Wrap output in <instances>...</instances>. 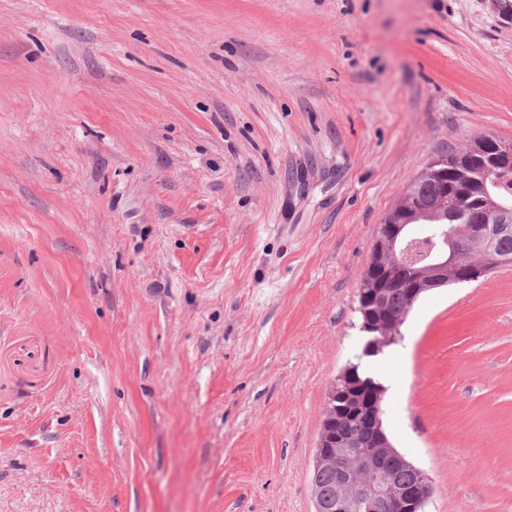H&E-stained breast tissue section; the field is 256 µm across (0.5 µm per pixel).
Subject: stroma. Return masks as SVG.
<instances>
[{"mask_svg":"<svg viewBox=\"0 0 512 512\" xmlns=\"http://www.w3.org/2000/svg\"><path fill=\"white\" fill-rule=\"evenodd\" d=\"M486 134L492 0H0V512H315L378 228ZM401 333L426 512H512V267Z\"/></svg>","mask_w":512,"mask_h":512,"instance_id":"stroma-1","label":"stroma"}]
</instances>
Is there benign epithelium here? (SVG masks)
Listing matches in <instances>:
<instances>
[{"instance_id":"7a95c632","label":"benign epithelium","mask_w":512,"mask_h":512,"mask_svg":"<svg viewBox=\"0 0 512 512\" xmlns=\"http://www.w3.org/2000/svg\"><path fill=\"white\" fill-rule=\"evenodd\" d=\"M466 155L465 163L491 155L497 159H512V144L502 143L490 136L480 138ZM493 165L481 169L480 176L468 180V190L487 203L486 218L481 224H467L461 230L438 225L440 237L433 241L434 257L430 264L416 267L407 261L409 223L427 220L436 207L445 211L448 200L428 203L409 187L390 220L381 224L376 242V255L365 270L363 288L359 289V311L372 312L376 319L370 331L377 336L369 340L367 350L379 352L397 340L406 313H392L386 299L390 289L400 288L413 306L420 295L448 282L470 281L469 267L480 266L490 273L507 267L512 259L499 254L495 240L512 232V207L492 198V187L499 183ZM383 389L376 385L365 389L346 369L328 393L323 426L316 449L314 472L333 469L337 472L334 512H423L432 495L428 476L401 456L381 428ZM352 415L362 420L371 439L362 441L346 434L341 427L342 417ZM385 457H396L410 470L415 481L396 482L380 469Z\"/></svg>"}]
</instances>
